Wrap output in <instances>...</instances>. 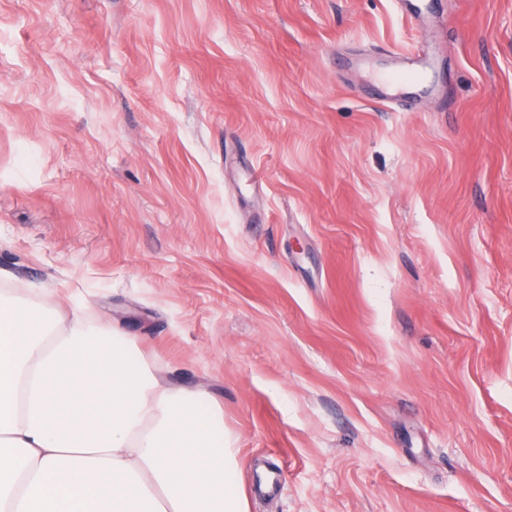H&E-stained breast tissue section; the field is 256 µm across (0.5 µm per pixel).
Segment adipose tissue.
I'll return each mask as SVG.
<instances>
[{"label":"adipose tissue","instance_id":"1","mask_svg":"<svg viewBox=\"0 0 512 512\" xmlns=\"http://www.w3.org/2000/svg\"><path fill=\"white\" fill-rule=\"evenodd\" d=\"M218 405L121 328L0 297V512H247Z\"/></svg>","mask_w":512,"mask_h":512}]
</instances>
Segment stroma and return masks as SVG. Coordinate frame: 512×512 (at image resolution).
I'll list each match as a JSON object with an SVG mask.
<instances>
[{"label":"stroma","mask_w":512,"mask_h":512,"mask_svg":"<svg viewBox=\"0 0 512 512\" xmlns=\"http://www.w3.org/2000/svg\"><path fill=\"white\" fill-rule=\"evenodd\" d=\"M0 0V285L224 411L249 512H512V0ZM392 66L387 73L376 74L374 82L385 89V100L390 105L408 106L409 85H425L432 67V56L423 47L392 53Z\"/></svg>","instance_id":"stroma-1"}]
</instances>
